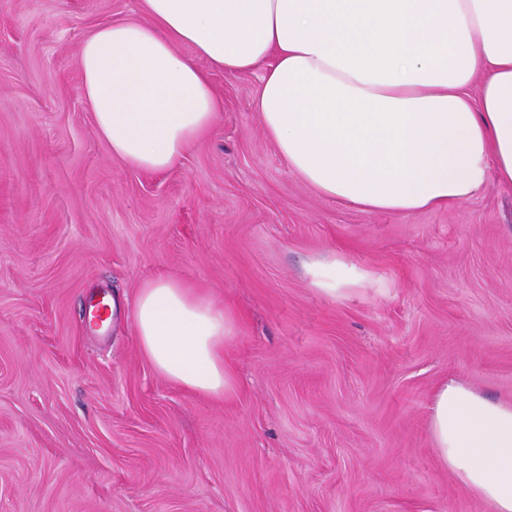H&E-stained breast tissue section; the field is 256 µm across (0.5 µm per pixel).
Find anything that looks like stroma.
<instances>
[{
  "instance_id": "1",
  "label": "stroma",
  "mask_w": 512,
  "mask_h": 512,
  "mask_svg": "<svg viewBox=\"0 0 512 512\" xmlns=\"http://www.w3.org/2000/svg\"><path fill=\"white\" fill-rule=\"evenodd\" d=\"M140 0H0V512H492L438 460L431 394L512 400V187L416 213L320 196L255 108L262 73L164 173L126 166L81 44ZM371 279L332 299L305 267ZM172 276L239 316L230 397L158 374L92 296Z\"/></svg>"
}]
</instances>
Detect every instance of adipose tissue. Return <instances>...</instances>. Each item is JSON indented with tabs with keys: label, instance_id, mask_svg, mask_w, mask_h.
I'll use <instances>...</instances> for the list:
<instances>
[{
	"label": "adipose tissue",
	"instance_id": "obj_1",
	"mask_svg": "<svg viewBox=\"0 0 512 512\" xmlns=\"http://www.w3.org/2000/svg\"><path fill=\"white\" fill-rule=\"evenodd\" d=\"M141 11L143 20L96 28L80 53L97 130L129 167L169 171L213 126L221 104L202 58L229 76L265 66L255 98L265 132L328 200L413 213L512 186V0H141ZM308 273L330 298L368 278L333 257ZM112 311L128 314L170 382L234 393L224 364L238 331L232 310L159 276ZM429 433L464 490L512 512V401L446 380L431 397Z\"/></svg>",
	"mask_w": 512,
	"mask_h": 512
}]
</instances>
